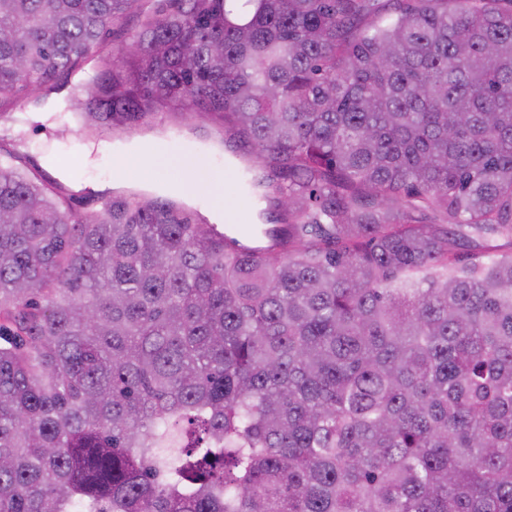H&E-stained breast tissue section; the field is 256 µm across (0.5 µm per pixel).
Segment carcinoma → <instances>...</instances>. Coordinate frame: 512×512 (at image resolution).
<instances>
[{
  "label": "carcinoma",
  "instance_id": "obj_1",
  "mask_svg": "<svg viewBox=\"0 0 512 512\" xmlns=\"http://www.w3.org/2000/svg\"><path fill=\"white\" fill-rule=\"evenodd\" d=\"M139 0H0V102ZM81 121L220 119L272 243L0 160V512H512V0H166Z\"/></svg>",
  "mask_w": 512,
  "mask_h": 512
}]
</instances>
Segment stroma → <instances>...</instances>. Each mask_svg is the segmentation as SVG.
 Returning <instances> with one entry per match:
<instances>
[{
	"instance_id": "stroma-1",
	"label": "stroma",
	"mask_w": 512,
	"mask_h": 512,
	"mask_svg": "<svg viewBox=\"0 0 512 512\" xmlns=\"http://www.w3.org/2000/svg\"><path fill=\"white\" fill-rule=\"evenodd\" d=\"M158 6V0H140L136 8L113 26L108 39L92 50L84 69L57 77L56 92L38 101L29 99L16 106H0V144L15 153V165L37 175L48 185L62 186L64 198L78 213H95L109 195L105 189L79 190L72 183L76 177L101 179L111 175L112 159L98 153V146L129 143L142 139L143 133L137 127L120 134L107 127H81L73 115L74 94L80 82L102 70L106 58L140 30L145 18ZM154 119L163 122L169 131L168 137L157 139L153 144L151 164L159 177L192 165L220 132L213 120L188 110L178 114L160 112ZM212 164L221 172L218 186L227 218L249 221L254 209L240 193L238 172L225 165L220 156L213 158Z\"/></svg>"
}]
</instances>
